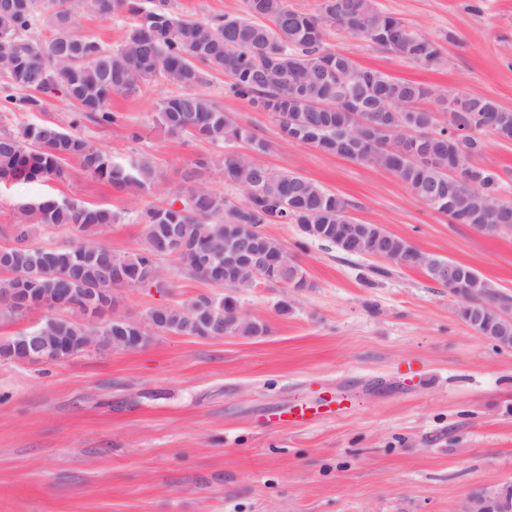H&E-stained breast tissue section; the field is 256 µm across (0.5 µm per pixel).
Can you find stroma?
<instances>
[{
    "instance_id": "stroma-1",
    "label": "stroma",
    "mask_w": 512,
    "mask_h": 512,
    "mask_svg": "<svg viewBox=\"0 0 512 512\" xmlns=\"http://www.w3.org/2000/svg\"><path fill=\"white\" fill-rule=\"evenodd\" d=\"M373 2L439 40L441 62L404 61L337 28L331 48L512 110V0ZM226 83L214 73L202 91L266 142L260 164L318 182L360 221L512 293V235L451 223L391 173L289 141L270 113L227 93ZM175 92L153 82L136 97L113 95L120 124L79 129L115 161L150 158L161 173L150 192H115L66 160L63 179L0 186V247L24 223L22 203L51 197L116 211L101 242L137 252L138 213L221 152L160 130L155 106ZM73 116L60 96L46 95L41 111L0 112V131L39 121L67 129ZM476 164L501 176L500 195L512 202V141L488 137ZM265 231L307 285L263 282L240 296L241 313L267 325L264 336L167 333L135 351L0 359V512H468L474 493L512 490V350L472 333L455 297L420 269L377 277L376 258L302 241L297 225ZM163 268L169 289H125L117 313L141 320L158 303L219 291L171 262ZM337 398L344 412L309 425L268 419Z\"/></svg>"
}]
</instances>
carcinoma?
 Masks as SVG:
<instances>
[{"label": "carcinoma", "mask_w": 512, "mask_h": 512, "mask_svg": "<svg viewBox=\"0 0 512 512\" xmlns=\"http://www.w3.org/2000/svg\"><path fill=\"white\" fill-rule=\"evenodd\" d=\"M0 0V67L4 95L0 112L18 107L40 109V94L60 93L76 109L72 126L88 120L114 124L118 115L107 110L112 94L128 97L158 80L180 89L158 106L161 129L169 135L205 139L224 147V153L197 163L170 188V200L149 205L138 215L144 224V244L135 253L118 255L94 236L118 219L105 206L42 198L21 205L32 224L65 226L78 242L40 247L27 242L29 233L18 232L15 244L4 249L9 266L0 278V316L27 313L7 300L14 288H32L54 297L69 292V316H47L39 325L46 336H82L88 322L84 312L103 316L101 304L114 310L118 293L131 281L152 279L156 288L169 287L160 260L169 257L189 275L224 286V294H201L171 304L163 320V333L180 336H243L267 333V326L238 316L240 294L264 282L306 287L301 269L288 261V269L267 268L257 277L256 262L224 269V246L249 241L264 257L283 256L285 247L263 231L267 224L305 225L306 240L325 242L343 253L378 257L395 255L448 288V280L434 274L433 264L446 260L424 256L404 238L379 224H360L351 204L318 183L296 173H279L259 164L252 153L266 149L247 125L238 122L210 97L199 91L208 75L230 78L227 90L253 107L269 112L288 138L324 153L385 170L407 185L419 201L418 189L448 192V171L461 167L454 207L435 211L454 220L468 211L485 217L487 224H511L512 204L491 208L500 199V177L475 164L486 147L485 136L512 140V110L494 99L465 95L464 112H450L442 91L430 85L392 76L356 64L329 47V28L362 35L380 50L400 59L434 64L441 60L440 44L413 30L402 19L374 6L371 0H320L314 13L289 7L288 0H244L243 14L206 20L184 19L172 10L170 0L146 11L140 0ZM126 19L121 42L114 47L80 30L78 16ZM44 24L48 38L32 30ZM14 90L28 95L18 97ZM435 102L440 111L423 107ZM361 102L374 115L372 124L359 126L350 105ZM467 130V142L448 127ZM249 146L240 152L235 147ZM75 159L91 177L117 191L147 193L158 181L153 163L141 159L117 163L102 149L91 146L77 132L54 122L22 126L16 133H0V184L33 183L62 179V162ZM215 168L224 182L238 189L232 200L199 182L200 170ZM362 225L353 244L345 242L347 225ZM212 259L203 267L199 255ZM457 268L493 298L498 292L475 269ZM136 320L109 319L94 323L99 344L112 345L119 332L137 333ZM1 359H21L20 336L0 343Z\"/></svg>", "instance_id": "cac0c4a2"}]
</instances>
